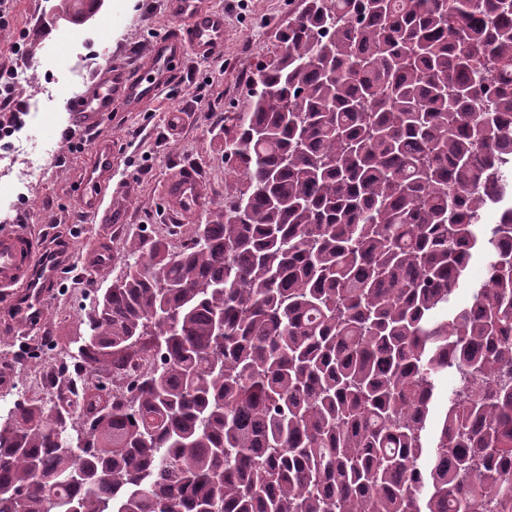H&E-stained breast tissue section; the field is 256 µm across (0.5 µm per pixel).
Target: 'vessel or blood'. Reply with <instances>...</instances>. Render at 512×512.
Segmentation results:
<instances>
[{
	"label": "vessel or blood",
	"mask_w": 512,
	"mask_h": 512,
	"mask_svg": "<svg viewBox=\"0 0 512 512\" xmlns=\"http://www.w3.org/2000/svg\"><path fill=\"white\" fill-rule=\"evenodd\" d=\"M174 21L167 34L156 40L138 70L123 64L106 65L70 100V126L83 131L99 127L103 114L123 108L138 111L157 98L173 76L175 63L185 54L199 58L217 56L224 45V14L205 9L200 0H167ZM115 150L100 141L83 178L80 209L86 218L104 224L126 221L124 209L113 207L111 192ZM166 210L173 221L188 224L204 202L201 180L190 167L182 168L167 185ZM37 237L25 230L0 233V296L20 301L12 328L28 334L36 328L46 298L62 282L64 263L47 260Z\"/></svg>",
	"instance_id": "obj_1"
}]
</instances>
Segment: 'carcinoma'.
I'll list each match as a JSON object with an SVG mask.
<instances>
[{
    "mask_svg": "<svg viewBox=\"0 0 512 512\" xmlns=\"http://www.w3.org/2000/svg\"><path fill=\"white\" fill-rule=\"evenodd\" d=\"M280 42L239 195L96 298L112 389L0 417V512H512V0H308Z\"/></svg>",
    "mask_w": 512,
    "mask_h": 512,
    "instance_id": "cac0c4a2",
    "label": "carcinoma"
}]
</instances>
